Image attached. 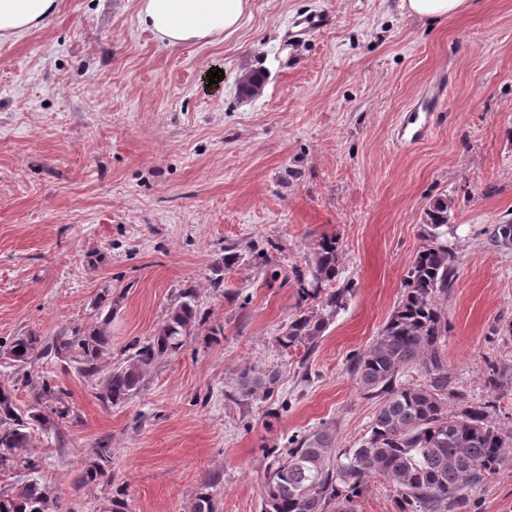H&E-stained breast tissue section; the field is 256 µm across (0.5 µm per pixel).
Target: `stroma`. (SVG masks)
Masks as SVG:
<instances>
[{"label": "stroma", "instance_id": "35a3bbf8", "mask_svg": "<svg viewBox=\"0 0 512 512\" xmlns=\"http://www.w3.org/2000/svg\"><path fill=\"white\" fill-rule=\"evenodd\" d=\"M321 12L330 28L292 39ZM249 70L265 78L256 98L239 91ZM436 83L448 95L427 134L398 141ZM438 198L456 255L441 300L448 378L482 402L487 361L512 369V247L488 242L512 219V0L434 23L399 0H249L232 36L176 47L139 26L137 0H57L43 28L0 41V340L89 324L106 290L120 298L109 367L185 290L206 323L117 406L76 363L37 358L70 413L61 435L33 428L40 469L2 470L0 487L38 481L64 512H103L119 489L131 512H188L207 482L218 512H261L269 453L289 437L323 424L341 448L366 437L382 399L348 361L397 307ZM325 235L352 296L314 350L283 347L308 306L289 276ZM230 245L241 258L228 268ZM245 365L277 372L270 397L237 394ZM102 446L111 482L82 483ZM397 500L376 476L353 512H399ZM466 512H512V466Z\"/></svg>", "mask_w": 512, "mask_h": 512}]
</instances>
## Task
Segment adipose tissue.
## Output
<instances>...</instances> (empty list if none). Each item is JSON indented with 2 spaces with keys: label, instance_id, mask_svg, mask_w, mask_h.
Masks as SVG:
<instances>
[{
  "label": "adipose tissue",
  "instance_id": "obj_1",
  "mask_svg": "<svg viewBox=\"0 0 512 512\" xmlns=\"http://www.w3.org/2000/svg\"><path fill=\"white\" fill-rule=\"evenodd\" d=\"M57 0H0V38L42 27ZM248 0H138V22L169 47L210 43L237 32Z\"/></svg>",
  "mask_w": 512,
  "mask_h": 512
}]
</instances>
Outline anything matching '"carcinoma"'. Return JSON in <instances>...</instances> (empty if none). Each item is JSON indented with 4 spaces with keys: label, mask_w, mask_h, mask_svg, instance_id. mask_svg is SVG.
I'll use <instances>...</instances> for the list:
<instances>
[{
    "label": "carcinoma",
    "mask_w": 512,
    "mask_h": 512,
    "mask_svg": "<svg viewBox=\"0 0 512 512\" xmlns=\"http://www.w3.org/2000/svg\"><path fill=\"white\" fill-rule=\"evenodd\" d=\"M448 199L435 200L426 210L423 243L414 255L404 282V295L374 343L353 355L348 371L360 388L384 396L369 433L356 448L335 449L336 434L323 426L288 439L289 448L269 464L261 512H353L352 503L369 478L382 476L396 489L399 512H459L500 468L512 462V432L494 421L497 399L474 404L449 389L442 339L448 331L440 297L448 293L455 275V255L444 240L448 231ZM491 244L512 247V222L494 225ZM336 238L322 236L305 270L292 271L301 297L316 305L299 313L282 333V345H314L330 320L346 308L353 288L346 283L334 291L325 287L340 275ZM103 318L69 336L48 340L36 334L13 338L6 353L16 367L13 384H0V470L23 462L37 463L30 448V428L60 435L59 421L70 408L63 390L45 373L34 375L32 363L42 354L78 365L79 373L104 404L120 405L139 393L148 371L163 358L179 353L203 324L193 292L186 290L153 336L135 342L134 353L121 365L103 368L111 343L112 312L116 301L104 291ZM421 370L425 382L406 385L399 375ZM38 378L37 404L43 410L21 413L13 400L18 384ZM278 375L246 367L236 378L242 397H267ZM455 403L458 408L449 410ZM112 454L100 447L89 462L83 481L112 480ZM0 512H59L57 496L32 481L20 488L0 489ZM189 512H218L214 496L204 485Z\"/></svg>",
    "instance_id": "cac0c4a2"
}]
</instances>
